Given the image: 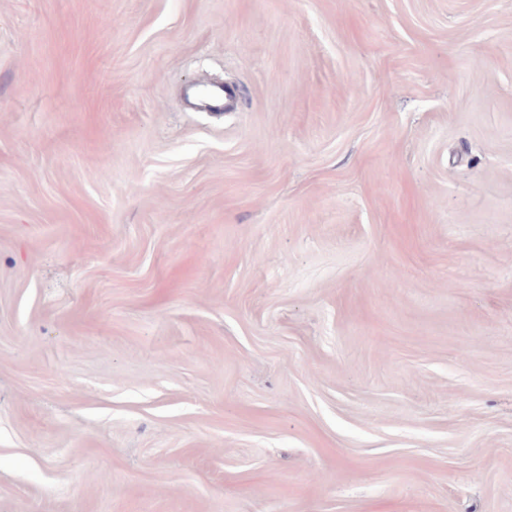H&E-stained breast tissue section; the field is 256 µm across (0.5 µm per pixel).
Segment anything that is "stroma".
<instances>
[{"mask_svg": "<svg viewBox=\"0 0 512 512\" xmlns=\"http://www.w3.org/2000/svg\"><path fill=\"white\" fill-rule=\"evenodd\" d=\"M0 512H512V0H0Z\"/></svg>", "mask_w": 512, "mask_h": 512, "instance_id": "obj_1", "label": "stroma"}]
</instances>
